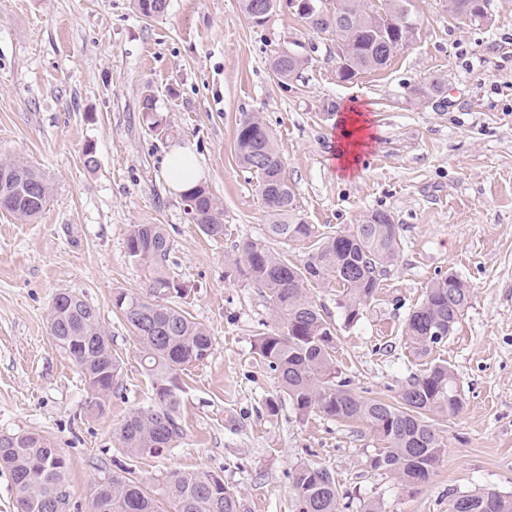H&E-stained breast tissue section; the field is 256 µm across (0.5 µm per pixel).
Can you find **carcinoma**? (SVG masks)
Wrapping results in <instances>:
<instances>
[{
    "mask_svg": "<svg viewBox=\"0 0 512 512\" xmlns=\"http://www.w3.org/2000/svg\"><path fill=\"white\" fill-rule=\"evenodd\" d=\"M314 9L301 15L314 31L330 32L344 56L337 61L336 76L345 82L364 71L384 67L406 39L396 22L408 0H308ZM280 0H241L251 18L269 17ZM489 0H453V14L472 22L488 18ZM145 17L164 12L166 0H136ZM307 63L301 55L277 53L271 69L280 80L293 78ZM448 86L440 77L416 89L425 99H446ZM236 145L241 162L258 180L260 196L271 218L272 236L306 240L314 227L296 217V198L288 182L282 157L271 133L256 115L240 121ZM0 209L31 220L45 208L51 186L43 173L26 162L0 158ZM189 221L205 235L224 236L223 212L210 191L195 186L182 195ZM398 227L391 215L375 210L352 228L317 240L314 252L299 264L279 256L265 244L248 242L236 272L262 289L280 319L278 329L262 332L255 350L276 372L281 390L300 418L320 413L330 419L366 425L384 444L370 458V467L394 474L406 486L422 485L435 472L447 444L439 421L463 408L453 370L434 364L408 379L400 401L390 403L361 395L339 376L336 367L337 328L311 300V283L336 288L344 321L353 324L374 298L380 277L397 259ZM128 256L155 269L146 296L124 295L121 308L141 347V365L152 380L154 402L133 410L117 430L121 450L132 456L159 454L182 435L176 415L174 376L185 367L207 359L212 339L207 329L192 320L182 307L163 301L158 291L180 292L178 284L162 273L170 252L169 234L162 224H134L127 238ZM470 287L455 274L435 281L409 316L405 336L419 356L451 335L471 301ZM51 335L74 361L90 389V406L104 409L119 388L120 366L112 356L109 337L94 307L79 295L61 291L52 299ZM442 335H435V331ZM0 470L7 471L16 488L17 507L24 512H47L55 498L68 501L66 475L69 461L51 440L38 433L23 434L16 448L0 446ZM299 512H340L341 499L332 475L304 464L292 473ZM164 511L136 476L112 473L94 484L88 512H237V499L221 475L211 472L176 473L167 481ZM452 503L463 512H512V494L493 488L465 492Z\"/></svg>",
    "mask_w": 512,
    "mask_h": 512,
    "instance_id": "carcinoma-1",
    "label": "carcinoma"
}]
</instances>
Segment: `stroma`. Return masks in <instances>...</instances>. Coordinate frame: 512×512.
<instances>
[{
    "instance_id": "obj_1",
    "label": "stroma",
    "mask_w": 512,
    "mask_h": 512,
    "mask_svg": "<svg viewBox=\"0 0 512 512\" xmlns=\"http://www.w3.org/2000/svg\"><path fill=\"white\" fill-rule=\"evenodd\" d=\"M414 5L411 41L347 83L336 76L335 36L284 8L258 26L240 0H167L153 18L134 0H0V157L27 161L51 183L37 218L0 210V434L50 437L70 463L72 505L86 508L93 484L118 467L157 492L176 472L221 474L238 512H297L291 474L302 464L333 475L349 496L344 512L369 500L383 512H448L457 492L512 494V0H491L482 23L453 16L446 0ZM297 42L309 61L280 81L269 60ZM436 77L447 99L415 95ZM147 93L163 134L143 119ZM351 104L374 139L345 176L335 155ZM247 113L269 127L297 216L317 235L374 210L399 228V257L356 324L345 325L335 288L315 284L309 295L337 325V366L355 391L394 403L431 364L454 371L464 405L444 420L447 448L423 485L371 468L381 443L366 426L297 417L255 350L277 321L262 290L235 275V259L262 241L298 263L313 242L269 238L257 179L237 154ZM185 143L223 210V238L191 224L162 178L169 150ZM135 224L167 228L176 302L213 347L177 374L183 433L172 449L128 457L116 430L153 393L115 304L118 293L145 294L152 276L127 254ZM449 273L471 287V302L448 340L416 356L406 319ZM61 290L96 308L121 363L104 412L87 410L79 369L50 334Z\"/></svg>"
}]
</instances>
